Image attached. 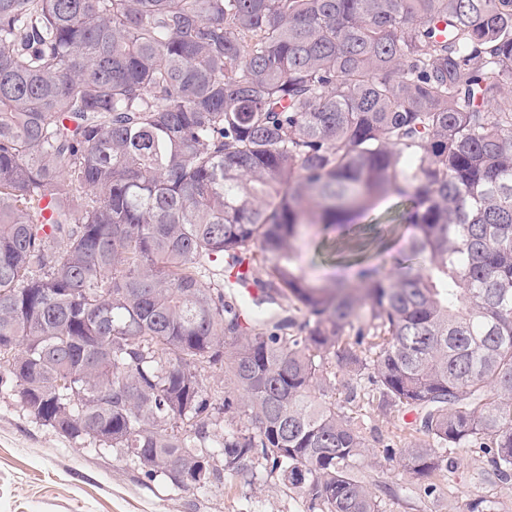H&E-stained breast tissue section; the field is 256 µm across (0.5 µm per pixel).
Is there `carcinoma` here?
Instances as JSON below:
<instances>
[{
    "instance_id": "obj_1",
    "label": "carcinoma",
    "mask_w": 512,
    "mask_h": 512,
    "mask_svg": "<svg viewBox=\"0 0 512 512\" xmlns=\"http://www.w3.org/2000/svg\"><path fill=\"white\" fill-rule=\"evenodd\" d=\"M394 223L392 276L293 246ZM0 367L187 489L257 460L308 512H381L338 376L412 414L409 478L478 448L511 484L512 0H0ZM321 237V226H314L310 228L309 232L304 235L303 238L296 242V245L302 249L303 257L307 263L314 261L311 273L320 278L341 277L352 279L355 267H346L345 265L334 264L326 256H318L317 246Z\"/></svg>"
}]
</instances>
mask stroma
<instances>
[{
    "label": "stroma",
    "mask_w": 512,
    "mask_h": 512,
    "mask_svg": "<svg viewBox=\"0 0 512 512\" xmlns=\"http://www.w3.org/2000/svg\"><path fill=\"white\" fill-rule=\"evenodd\" d=\"M370 446L364 466L376 481L408 484L410 498H383V512H462L484 497L512 512V486L498 483L477 450L454 451L455 468L409 481L401 458L388 449L413 441L400 411L379 413L372 394L353 403ZM436 491L425 495V484ZM0 512H308L305 497L258 463L204 491L185 490L163 475L148 476L122 451L72 441L32 420L20 405L6 369L0 368Z\"/></svg>",
    "instance_id": "1"
}]
</instances>
